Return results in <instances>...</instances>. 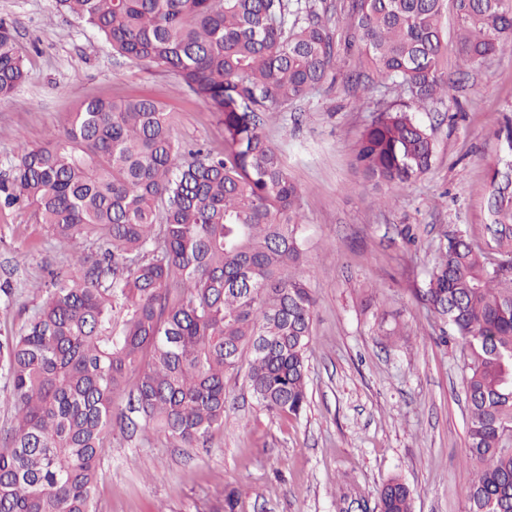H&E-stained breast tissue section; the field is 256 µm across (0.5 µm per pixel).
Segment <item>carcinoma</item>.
Segmentation results:
<instances>
[{
    "mask_svg": "<svg viewBox=\"0 0 512 512\" xmlns=\"http://www.w3.org/2000/svg\"><path fill=\"white\" fill-rule=\"evenodd\" d=\"M133 61L173 72L224 125V150L183 151L174 117L144 98L90 99L42 145H18L0 171V210H31L55 238L98 245L50 276L17 334L0 336L12 418L0 437V512H94L92 489L121 418L185 448L224 425L225 379L244 374L271 414L308 401L315 298L301 190L263 131L266 112L317 91L339 46L346 76L374 70L408 97L365 128L355 164L388 190L428 173L435 150L413 111L448 94L444 21L467 65L512 53V0H57ZM340 11L343 40L332 16ZM0 22V100L26 80ZM489 170L497 258L463 235L439 248L428 310L467 350L469 512H512V121ZM382 512H411L412 491L384 484Z\"/></svg>",
    "mask_w": 512,
    "mask_h": 512,
    "instance_id": "cac0c4a2",
    "label": "carcinoma"
}]
</instances>
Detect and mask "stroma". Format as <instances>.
Wrapping results in <instances>:
<instances>
[{
    "instance_id": "stroma-1",
    "label": "stroma",
    "mask_w": 512,
    "mask_h": 512,
    "mask_svg": "<svg viewBox=\"0 0 512 512\" xmlns=\"http://www.w3.org/2000/svg\"><path fill=\"white\" fill-rule=\"evenodd\" d=\"M0 21L28 69L13 98L0 101V170L19 142L44 143L92 98L150 99L174 113L181 144L223 150V126L172 72L117 56L56 0H0ZM353 66L338 55L320 90L267 113L264 126L301 189L307 258L297 274L316 298L306 409L268 414L231 377L223 427L205 446L177 448L130 434L119 398L93 489L98 512H224L232 489L242 492L236 512H339L346 480L374 508L393 477L410 487L413 512H468L462 344L419 297L448 237L496 249L488 170L499 156L494 133L512 118V55L466 68L448 43V95L415 113L434 140L433 166L387 200L354 158L378 103L401 97L382 93L375 77L346 83ZM93 250L82 240L60 245L30 211H0V282L14 288L10 303L0 302V333L26 324L50 272Z\"/></svg>"
}]
</instances>
